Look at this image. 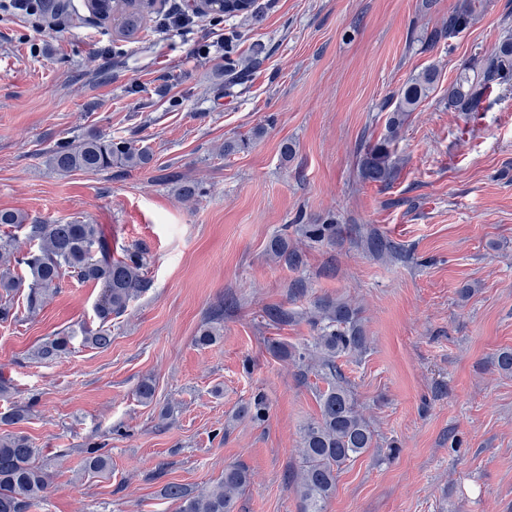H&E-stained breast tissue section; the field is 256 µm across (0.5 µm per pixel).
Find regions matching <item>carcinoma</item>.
Returning <instances> with one entry per match:
<instances>
[{
    "mask_svg": "<svg viewBox=\"0 0 512 512\" xmlns=\"http://www.w3.org/2000/svg\"><path fill=\"white\" fill-rule=\"evenodd\" d=\"M89 11L113 26L125 37L143 29L150 5L143 0H87ZM474 7L464 3L448 16V35L469 27ZM439 72L428 68L411 76L399 90L389 120L388 135L369 146L361 160L364 179L386 183L393 178L390 144L403 123L439 82ZM512 86V33L504 35L487 59L478 76L461 72L448 86V108L471 111L483 94L494 86ZM152 154L146 147L112 135L90 133L60 144L47 153V164L61 175L93 173L120 166L126 171L146 168ZM27 217L13 210H0V226L27 228L29 247L20 249L11 236L0 237V321L17 317L10 298L22 296L29 314L39 311L56 294L65 276L101 288L94 306L96 329L61 331L40 344L36 355L54 361L68 353L76 337L95 349L112 345V318L122 315L131 301L149 287L145 277L147 252L139 246L124 249L123 256H112V245L99 224L75 220L65 224H26ZM20 268L25 274L19 275ZM313 322L319 326L313 349L298 353V359H310L320 368L327 387L318 393L319 415L301 431V466L293 479L299 512H326V504L336 491L338 471L347 463L376 447V438L365 415L358 408L336 360L357 358L367 349L368 337L358 311L343 301H323L316 307ZM219 322L210 321L200 329L196 344L209 346L220 336ZM33 403L12 406L0 414V512H29L51 489L47 468L38 464L41 449L30 439L9 427L29 417ZM243 413L256 420L265 418L264 396L253 398ZM108 459L98 449H87L85 467L100 472ZM251 480L241 465L224 469V478L215 485L195 491L169 483L164 495L179 503L178 512H234L237 496Z\"/></svg>",
    "mask_w": 512,
    "mask_h": 512,
    "instance_id": "carcinoma-1",
    "label": "carcinoma"
}]
</instances>
